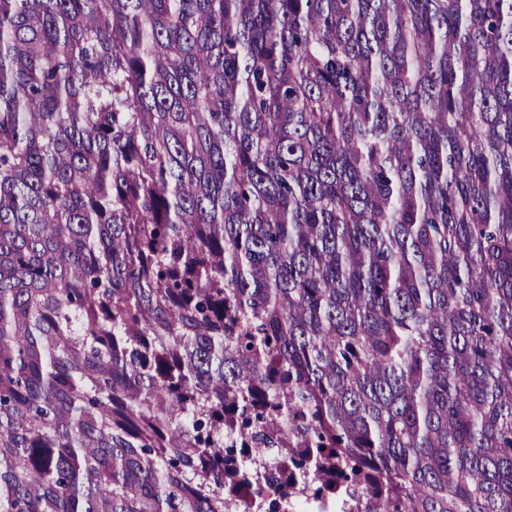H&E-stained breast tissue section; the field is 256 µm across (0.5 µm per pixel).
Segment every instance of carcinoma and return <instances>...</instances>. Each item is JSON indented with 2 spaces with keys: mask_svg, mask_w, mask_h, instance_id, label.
<instances>
[{
  "mask_svg": "<svg viewBox=\"0 0 512 512\" xmlns=\"http://www.w3.org/2000/svg\"><path fill=\"white\" fill-rule=\"evenodd\" d=\"M512 512V0H0V512Z\"/></svg>",
  "mask_w": 512,
  "mask_h": 512,
  "instance_id": "carcinoma-1",
  "label": "carcinoma"
}]
</instances>
